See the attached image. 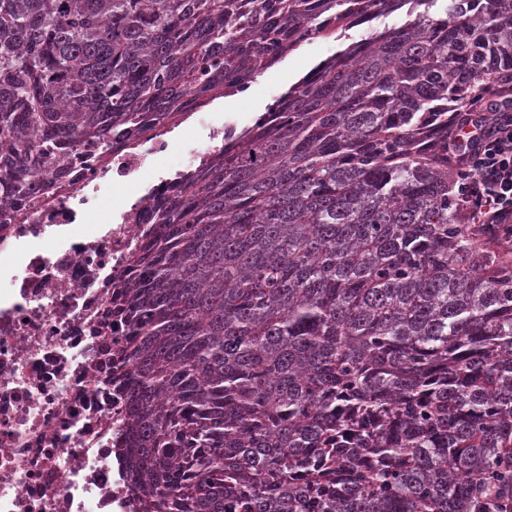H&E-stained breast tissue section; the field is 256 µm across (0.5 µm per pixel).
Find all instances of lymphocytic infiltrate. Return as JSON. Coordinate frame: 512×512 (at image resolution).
<instances>
[{"mask_svg": "<svg viewBox=\"0 0 512 512\" xmlns=\"http://www.w3.org/2000/svg\"><path fill=\"white\" fill-rule=\"evenodd\" d=\"M482 112H453L448 142L460 150L458 193L474 223L494 224L512 246V97L486 96Z\"/></svg>", "mask_w": 512, "mask_h": 512, "instance_id": "f902f5d3", "label": "lymphocytic infiltrate"}]
</instances>
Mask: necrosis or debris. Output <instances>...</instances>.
<instances>
[{
    "label": "necrosis or debris",
    "instance_id": "1",
    "mask_svg": "<svg viewBox=\"0 0 512 512\" xmlns=\"http://www.w3.org/2000/svg\"><path fill=\"white\" fill-rule=\"evenodd\" d=\"M190 114L182 165L155 169L175 145L161 123L105 150L61 147L34 192L0 203V512H133L115 451L136 382V329L120 308L139 278L132 257L184 172L236 135L223 113Z\"/></svg>",
    "mask_w": 512,
    "mask_h": 512
}]
</instances>
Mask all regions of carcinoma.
Masks as SVG:
<instances>
[{
  "label": "carcinoma",
  "mask_w": 512,
  "mask_h": 512,
  "mask_svg": "<svg viewBox=\"0 0 512 512\" xmlns=\"http://www.w3.org/2000/svg\"><path fill=\"white\" fill-rule=\"evenodd\" d=\"M0 0V182L338 51L159 212L123 300L134 512H512V258L448 109L512 94V0ZM41 149L32 153L34 142Z\"/></svg>",
  "instance_id": "carcinoma-1"
}]
</instances>
